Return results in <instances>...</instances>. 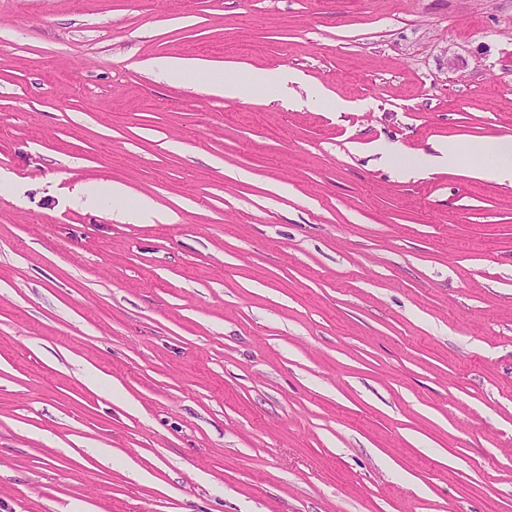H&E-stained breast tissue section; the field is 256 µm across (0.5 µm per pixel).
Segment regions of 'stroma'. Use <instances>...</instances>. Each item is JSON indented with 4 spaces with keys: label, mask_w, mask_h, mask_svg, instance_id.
I'll return each mask as SVG.
<instances>
[{
    "label": "stroma",
    "mask_w": 512,
    "mask_h": 512,
    "mask_svg": "<svg viewBox=\"0 0 512 512\" xmlns=\"http://www.w3.org/2000/svg\"><path fill=\"white\" fill-rule=\"evenodd\" d=\"M509 136L512 0H0V512H512ZM147 65L170 82H176L186 75L198 74L203 71V68L193 61L171 57L157 58L151 60ZM288 74L281 70H254L245 81H218L208 85V91L227 99L241 97L253 85L282 89L288 83ZM483 165L476 171L479 176L512 184V138H495L477 146ZM437 150L441 153L439 156L428 157L426 164L421 168H407L406 171L403 172V175L410 178L420 175L425 169L432 166L444 164H447V166L455 165L460 159L462 146L453 143L447 145V147L441 146L437 148ZM127 193V188L118 182H113L111 185L102 186L96 191L85 188L82 191V197L84 196V198H82L83 201L81 200V204L85 206H92L96 203L99 197L112 199V203L117 204L126 199ZM118 210L125 213L126 221L129 224H172L178 220L177 215L158 205L147 197L139 198L131 208L119 206Z\"/></svg>",
    "instance_id": "35a3bbf8"
}]
</instances>
